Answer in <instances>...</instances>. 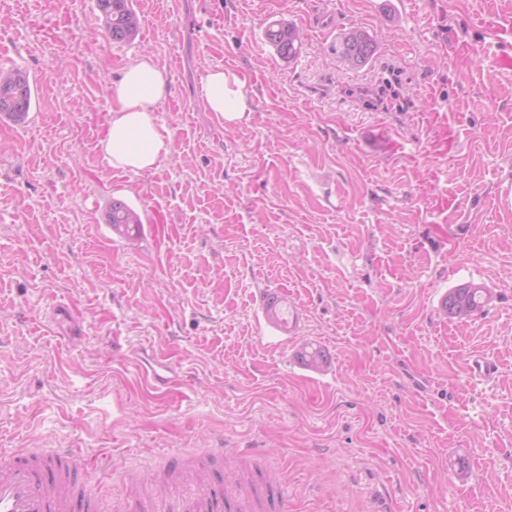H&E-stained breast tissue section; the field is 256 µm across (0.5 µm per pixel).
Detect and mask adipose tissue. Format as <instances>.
Instances as JSON below:
<instances>
[{"mask_svg": "<svg viewBox=\"0 0 512 512\" xmlns=\"http://www.w3.org/2000/svg\"><path fill=\"white\" fill-rule=\"evenodd\" d=\"M170 78L147 56L128 63L112 85V108L101 151L116 169L132 172L154 168L170 152L168 133L158 128L154 113L168 96ZM203 95L210 111L226 121L241 120L249 106L243 79L221 68L209 70Z\"/></svg>", "mask_w": 512, "mask_h": 512, "instance_id": "1", "label": "adipose tissue"}]
</instances>
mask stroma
Here are the masks:
<instances>
[{
    "label": "stroma",
    "mask_w": 512,
    "mask_h": 512,
    "mask_svg": "<svg viewBox=\"0 0 512 512\" xmlns=\"http://www.w3.org/2000/svg\"><path fill=\"white\" fill-rule=\"evenodd\" d=\"M135 8L116 43L95 0H0V68L39 79L26 121L0 118V448L110 459L112 480L87 474L104 512L133 491L169 512L168 455L220 477L216 448L261 449L291 512H512V0ZM275 20L303 32L293 60ZM351 27L377 44L358 68L330 50ZM142 55L171 78L172 150L135 173L99 141ZM216 67L245 81L243 122L196 103ZM115 199L134 238L105 221ZM465 282L492 302L445 316ZM273 296L302 310L295 335L265 323ZM151 353L170 388L135 365ZM297 34H303L293 24L276 21L269 24L263 31L264 39L285 60L294 59L300 52L302 41ZM106 222L111 224L112 230L126 238L139 232L141 219L138 213L121 200H112L107 213ZM298 359L302 365L313 371H321L328 363L326 352L312 343H305L300 347ZM143 373L155 389H165L179 380L176 366L162 357L144 355L140 357Z\"/></svg>",
    "instance_id": "35a3bbf8"
}]
</instances>
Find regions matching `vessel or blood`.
I'll list each match as a JSON object with an SVG mask.
<instances>
[{
    "label": "vessel or blood",
    "instance_id": "b4317fda",
    "mask_svg": "<svg viewBox=\"0 0 512 512\" xmlns=\"http://www.w3.org/2000/svg\"><path fill=\"white\" fill-rule=\"evenodd\" d=\"M143 373L152 387L165 389L179 378L173 363L164 358L143 356ZM215 457L227 460L224 482L211 479L207 471L191 477L192 489L176 512H288V486L276 475L255 477L242 464L253 457L250 448L225 455L215 449ZM98 468L102 479L112 470L81 448L33 449L27 452L0 450V512H102L99 494L88 488L83 476Z\"/></svg>",
    "mask_w": 512,
    "mask_h": 512
}]
</instances>
